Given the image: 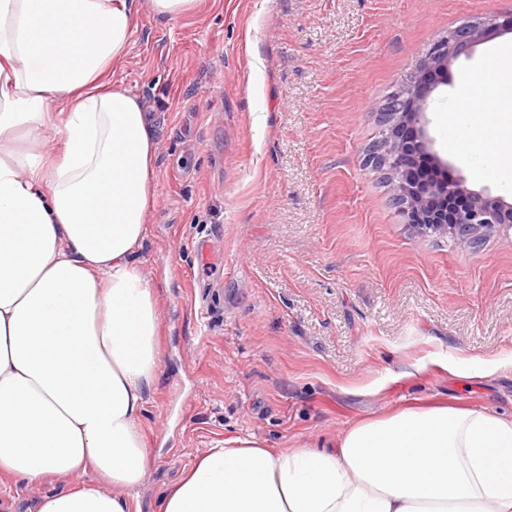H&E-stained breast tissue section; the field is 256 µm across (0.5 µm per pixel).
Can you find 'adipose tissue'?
<instances>
[{
  "label": "adipose tissue",
  "mask_w": 512,
  "mask_h": 512,
  "mask_svg": "<svg viewBox=\"0 0 512 512\" xmlns=\"http://www.w3.org/2000/svg\"><path fill=\"white\" fill-rule=\"evenodd\" d=\"M135 0H0V474L34 512H129L152 451L141 419L159 313L135 257L157 157L140 98L107 81ZM484 105L449 113L512 189V46ZM94 472L97 483L84 482ZM158 512H512V418L447 406L354 424L330 448L208 449Z\"/></svg>",
  "instance_id": "ef3b65f1"
}]
</instances>
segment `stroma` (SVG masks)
<instances>
[{
    "mask_svg": "<svg viewBox=\"0 0 512 512\" xmlns=\"http://www.w3.org/2000/svg\"><path fill=\"white\" fill-rule=\"evenodd\" d=\"M512 0H200L139 9L113 81L154 119L157 159L136 260L159 304L160 369L142 416L153 462L132 504L208 448L254 436L326 447L431 403L512 416V231L469 249L407 226L364 163L379 110L448 30L503 21ZM460 55L427 117L469 189L512 202L480 144L448 150ZM206 244L200 254L198 244ZM198 0H146L147 8L157 17L174 19L193 11Z\"/></svg>",
    "mask_w": 512,
    "mask_h": 512,
    "instance_id": "1",
    "label": "stroma"
}]
</instances>
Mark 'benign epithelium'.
Listing matches in <instances>:
<instances>
[{"label": "benign epithelium", "instance_id": "1", "mask_svg": "<svg viewBox=\"0 0 512 512\" xmlns=\"http://www.w3.org/2000/svg\"><path fill=\"white\" fill-rule=\"evenodd\" d=\"M497 28L490 20L461 26L437 39L415 70L392 91L382 107L384 137L365 163L386 171L393 199L405 223L419 235H449L461 248L477 243L491 229H512V203L499 196L467 188L457 177L439 183L423 181L414 170L422 155L439 169L448 163L433 149L426 118L433 88L448 84L452 62L467 48Z\"/></svg>", "mask_w": 512, "mask_h": 512}]
</instances>
